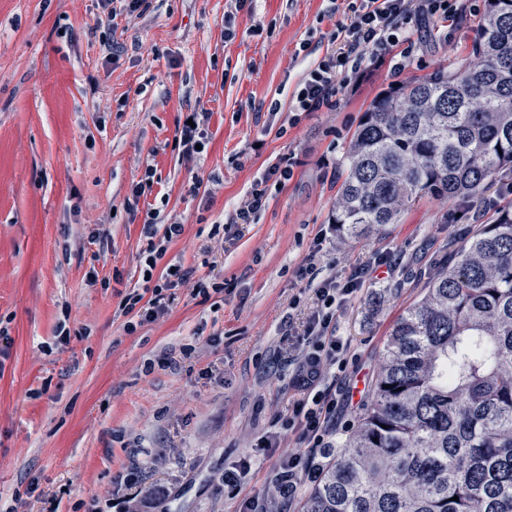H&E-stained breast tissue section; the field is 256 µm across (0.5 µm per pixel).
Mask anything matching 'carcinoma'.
Masks as SVG:
<instances>
[{
  "label": "carcinoma",
  "instance_id": "obj_1",
  "mask_svg": "<svg viewBox=\"0 0 512 512\" xmlns=\"http://www.w3.org/2000/svg\"><path fill=\"white\" fill-rule=\"evenodd\" d=\"M507 169L512 0H484L465 67L393 85L363 112L332 223L368 236L424 196L476 198ZM300 512H512V209L394 323L366 408Z\"/></svg>",
  "mask_w": 512,
  "mask_h": 512
}]
</instances>
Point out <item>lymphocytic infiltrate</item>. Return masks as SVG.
Returning a JSON list of instances; mask_svg holds the SVG:
<instances>
[{
    "label": "lymphocytic infiltrate",
    "mask_w": 512,
    "mask_h": 512,
    "mask_svg": "<svg viewBox=\"0 0 512 512\" xmlns=\"http://www.w3.org/2000/svg\"><path fill=\"white\" fill-rule=\"evenodd\" d=\"M464 0H352L346 24L331 34L334 49L307 67L295 87L289 109V125H296L303 115L335 105L340 89L346 86L366 62L390 56L395 45L411 43L414 35L432 22L463 17ZM293 157L282 156L265 169L235 206L229 217L233 224L254 223L264 210L272 186L285 185L293 176ZM184 226L179 221L156 229L153 221H145L143 233L148 238L144 264L141 268L147 293L132 292L122 299L125 312L136 313V320L127 322V332H134L138 322L163 314L171 298L170 290L190 276L189 270L178 268L157 272L167 244L179 238ZM364 280L361 272L352 273L345 282L327 278L314 290L316 308L304 327V347L298 357L295 378L303 397L288 411L286 425L296 435L298 452L278 458L279 492L284 500L295 497L301 483L315 481L320 474L318 454L336 416V395L324 380L332 366H345L347 345L336 334L333 310L337 303L356 296Z\"/></svg>",
    "instance_id": "obj_1"
}]
</instances>
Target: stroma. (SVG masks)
<instances>
[{
    "mask_svg": "<svg viewBox=\"0 0 512 512\" xmlns=\"http://www.w3.org/2000/svg\"><path fill=\"white\" fill-rule=\"evenodd\" d=\"M348 4L253 0L228 41L229 0H151L143 16L112 22L101 0H0V325L13 339L0 359V512H86L95 500L117 512L129 474L143 493L162 492L153 512H237L255 494L266 512H298L271 461L235 489L224 470L267 432L280 453L295 448L280 425L299 397L285 335L301 333L314 301L299 267L309 258L320 278L342 279L382 254L396 262L367 272L358 298L336 309L347 364L323 463L362 412L393 322L477 227L425 197L368 238L335 232L360 116L390 84L464 67L482 0H468L462 23L430 24L403 72L372 65L335 107L289 127L291 94ZM201 109L205 148L189 160L174 138ZM286 154L294 175L256 223L226 227ZM151 212L184 226L159 268L212 274L224 290L203 298L193 281L179 284L166 314L130 333L119 304L142 283Z\"/></svg>",
    "mask_w": 512,
    "mask_h": 512,
    "instance_id": "obj_1",
    "label": "stroma"
}]
</instances>
